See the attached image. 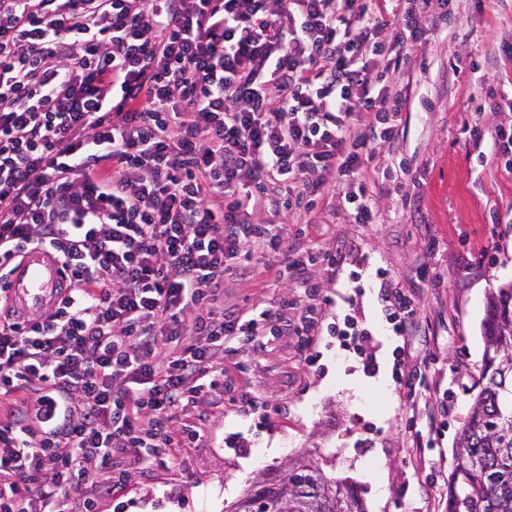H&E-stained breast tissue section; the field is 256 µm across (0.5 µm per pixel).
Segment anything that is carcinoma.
<instances>
[{"label":"carcinoma","mask_w":512,"mask_h":512,"mask_svg":"<svg viewBox=\"0 0 512 512\" xmlns=\"http://www.w3.org/2000/svg\"><path fill=\"white\" fill-rule=\"evenodd\" d=\"M480 391L457 438L448 512H512V283L493 290L483 326ZM234 512H366L358 488L314 460L290 461L288 482H255Z\"/></svg>","instance_id":"1"}]
</instances>
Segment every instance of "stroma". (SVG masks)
<instances>
[{
  "label": "stroma",
  "mask_w": 512,
  "mask_h": 512,
  "mask_svg": "<svg viewBox=\"0 0 512 512\" xmlns=\"http://www.w3.org/2000/svg\"><path fill=\"white\" fill-rule=\"evenodd\" d=\"M508 39L512 0H455L450 23L428 32L408 64L413 78L399 150L379 149L373 160L393 174L388 192L376 198L377 223H354L331 194L303 225V239L345 256L340 265L319 263L307 272L327 299L315 329V365L301 361L286 334L260 353L225 357V377L264 410L247 416L221 392L204 390L189 411L202 421L199 436L176 435L172 463L146 478L135 453L116 457L128 474L124 489L104 493L112 473L94 471L69 491L73 512L87 500L96 512H228L266 470L304 457L351 478L366 512H448L457 433L478 393L487 297L512 282V176L479 157L496 127L512 124V112L474 114L488 92L512 96V56L502 50ZM473 122L483 142L465 133ZM429 237L437 242L431 252L424 248ZM421 264L440 277L441 288L416 279ZM355 269L363 273L358 294L349 278ZM382 284L416 296L424 340L405 363L426 360L430 368L413 405L392 380L397 340L376 300ZM223 294L225 308L247 312L277 301L281 290L259 266L249 277L227 279ZM348 314L372 333L376 373H366L328 334ZM447 390L452 416L440 425L436 447L412 449L408 422L428 431L426 404Z\"/></svg>",
  "instance_id": "1"
}]
</instances>
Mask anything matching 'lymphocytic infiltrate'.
Instances as JSON below:
<instances>
[{
    "mask_svg": "<svg viewBox=\"0 0 512 512\" xmlns=\"http://www.w3.org/2000/svg\"><path fill=\"white\" fill-rule=\"evenodd\" d=\"M453 0H0V512H70L67 493L118 453L167 466L213 361L262 350L296 298L225 312V276L275 254L277 280L338 257L300 221L336 192L377 220L409 107L412 50ZM271 210L282 225L255 224ZM43 246L66 294L21 327L4 280ZM409 345L414 296L380 289ZM37 392L29 401V392Z\"/></svg>",
    "mask_w": 512,
    "mask_h": 512,
    "instance_id": "1",
    "label": "lymphocytic infiltrate"
}]
</instances>
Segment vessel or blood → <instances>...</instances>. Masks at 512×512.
I'll return each instance as SVG.
<instances>
[{
    "mask_svg": "<svg viewBox=\"0 0 512 512\" xmlns=\"http://www.w3.org/2000/svg\"><path fill=\"white\" fill-rule=\"evenodd\" d=\"M8 284L11 303L22 318L28 319L62 296L65 274L48 249L35 247L14 264Z\"/></svg>",
    "mask_w": 512,
    "mask_h": 512,
    "instance_id": "1",
    "label": "vessel or blood"
}]
</instances>
